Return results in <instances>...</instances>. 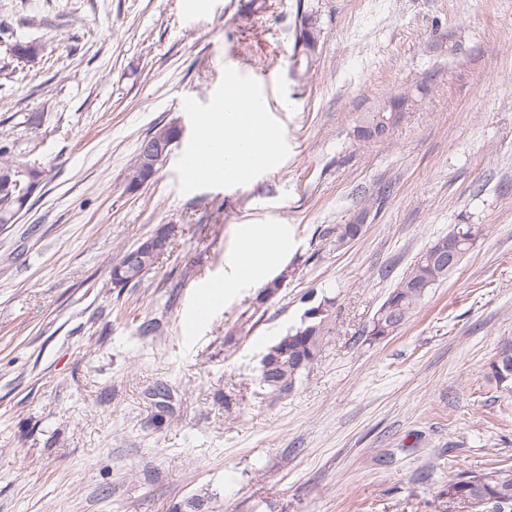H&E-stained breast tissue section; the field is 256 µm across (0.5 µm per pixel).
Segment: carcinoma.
<instances>
[{
  "label": "carcinoma",
  "instance_id": "cac0c4a2",
  "mask_svg": "<svg viewBox=\"0 0 512 512\" xmlns=\"http://www.w3.org/2000/svg\"><path fill=\"white\" fill-rule=\"evenodd\" d=\"M7 40L12 58H17L20 45L25 39L5 23H0V41ZM49 120L46 112L13 114L0 121V167L15 165L25 158L24 140L15 128L43 126ZM11 123L13 127L5 129ZM31 202L27 195L6 194L0 190V224L8 223ZM363 225L345 224L336 231V247L341 248L362 233ZM485 232L482 224H457L448 233L456 241L459 258H464ZM435 246H430L414 262L413 266L397 281L386 300L372 319L369 336L374 340L393 335L406 324L426 297L428 290L448 278L456 265H439L434 260ZM332 315L313 319L289 331L270 345L260 368L261 387L275 396L291 393L303 373L319 358L332 333ZM488 378L496 387L512 388V340L502 343L489 363ZM440 496L450 502L464 504L474 512H512V465L494 464L479 472L448 474V482Z\"/></svg>",
  "mask_w": 512,
  "mask_h": 512
}]
</instances>
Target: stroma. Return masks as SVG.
Here are the masks:
<instances>
[{
	"instance_id": "35a3bbf8",
	"label": "stroma",
	"mask_w": 512,
	"mask_h": 512,
	"mask_svg": "<svg viewBox=\"0 0 512 512\" xmlns=\"http://www.w3.org/2000/svg\"><path fill=\"white\" fill-rule=\"evenodd\" d=\"M297 1L193 15L185 0H0V21L48 53L0 75V119L52 112L24 139L55 173L0 228V512H465L440 496L449 473L512 464V392L487 378L512 337V0H301L322 30L307 68ZM231 77L267 95L278 159L246 182H186L180 158ZM406 90L387 139L358 135ZM176 119L167 161L127 194L140 141ZM164 224L142 283L113 287L120 249ZM245 224L284 228L281 288L221 295L188 329ZM457 224L485 233L371 339L396 282ZM327 299L320 357L270 396L262 353Z\"/></svg>"
}]
</instances>
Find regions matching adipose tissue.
Segmentation results:
<instances>
[{
	"label": "adipose tissue",
	"instance_id": "obj_1",
	"mask_svg": "<svg viewBox=\"0 0 512 512\" xmlns=\"http://www.w3.org/2000/svg\"><path fill=\"white\" fill-rule=\"evenodd\" d=\"M251 94L242 86H228L224 105L211 112L204 126L219 139L211 150L199 177H224L225 180L244 181L269 166L280 149V136L266 123L263 112L250 106ZM288 247L285 232L277 225L262 228L249 225L242 228L236 250L230 255V277L223 288L232 291L246 284L241 272L243 262L252 255H264L270 265H277Z\"/></svg>",
	"mask_w": 512,
	"mask_h": 512
}]
</instances>
